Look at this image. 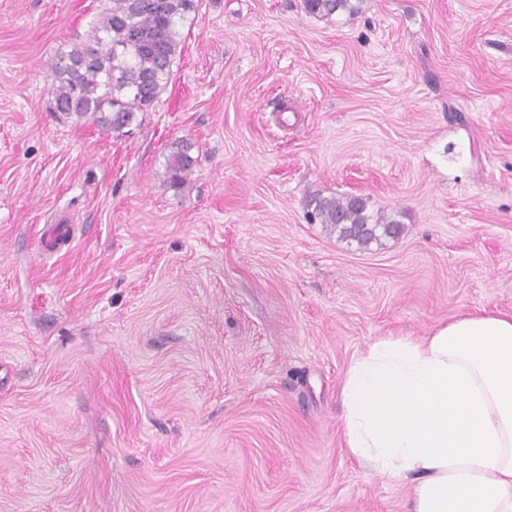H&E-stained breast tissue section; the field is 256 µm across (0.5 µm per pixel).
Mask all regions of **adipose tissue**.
Segmentation results:
<instances>
[{"label":"adipose tissue","mask_w":512,"mask_h":512,"mask_svg":"<svg viewBox=\"0 0 512 512\" xmlns=\"http://www.w3.org/2000/svg\"><path fill=\"white\" fill-rule=\"evenodd\" d=\"M342 448L413 484L410 512H512V314L386 336L340 385Z\"/></svg>","instance_id":"ef3b65f1"}]
</instances>
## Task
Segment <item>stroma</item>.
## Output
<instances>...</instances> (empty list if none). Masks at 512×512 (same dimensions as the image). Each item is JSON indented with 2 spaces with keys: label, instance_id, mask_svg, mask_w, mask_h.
I'll list each match as a JSON object with an SVG mask.
<instances>
[{
  "label": "stroma",
  "instance_id": "stroma-1",
  "mask_svg": "<svg viewBox=\"0 0 512 512\" xmlns=\"http://www.w3.org/2000/svg\"><path fill=\"white\" fill-rule=\"evenodd\" d=\"M196 4L107 132L50 73L109 0H0V512H408L341 451L340 382L512 313V0ZM331 195L405 230L342 241ZM352 0H304V9L312 15L329 17L340 11L355 13L357 8ZM167 165L168 178L174 184L181 183L186 179L187 174L193 167L195 160L188 153L190 146L181 144L175 147Z\"/></svg>",
  "mask_w": 512,
  "mask_h": 512
}]
</instances>
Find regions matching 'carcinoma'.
<instances>
[{
  "mask_svg": "<svg viewBox=\"0 0 512 512\" xmlns=\"http://www.w3.org/2000/svg\"><path fill=\"white\" fill-rule=\"evenodd\" d=\"M303 4L320 17L356 12L352 0ZM196 7L195 0H112L89 38L57 56L50 88L53 111L119 132L137 113L155 109L181 45L180 26ZM189 149L187 144L176 147L168 160V178L175 184L186 179L195 163ZM312 205L311 222L326 225L361 248L397 238L404 230L391 217L369 213L361 197L316 198Z\"/></svg>",
  "mask_w": 512,
  "mask_h": 512,
  "instance_id": "obj_1",
  "label": "carcinoma"
}]
</instances>
